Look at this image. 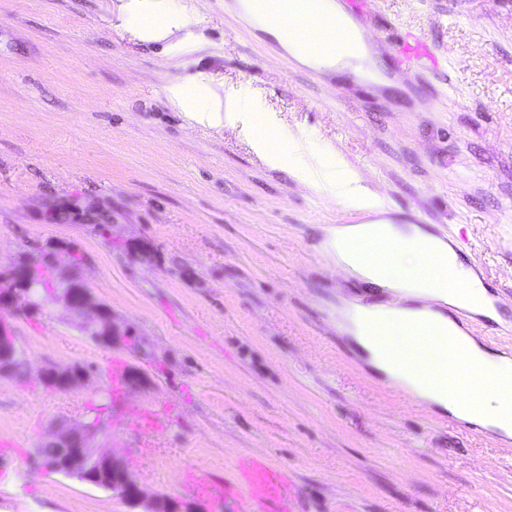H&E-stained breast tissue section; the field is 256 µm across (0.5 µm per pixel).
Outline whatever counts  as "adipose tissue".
<instances>
[{
	"label": "adipose tissue",
	"instance_id": "adipose-tissue-1",
	"mask_svg": "<svg viewBox=\"0 0 512 512\" xmlns=\"http://www.w3.org/2000/svg\"><path fill=\"white\" fill-rule=\"evenodd\" d=\"M120 19L124 22L136 23V36L150 42L165 41L174 26L165 19L162 0H122ZM260 27L275 40L281 41L284 49L294 60L317 72L324 74L342 72L350 66L349 60L343 55L314 56L302 51L295 43L284 40L280 27L275 23L264 21L261 22ZM254 144L257 151L274 165L285 163L287 152H308V164L295 169L294 176L311 190L316 192L322 190L325 179L321 158L317 153L312 152L311 145L302 131L276 129L272 134L255 136ZM338 198L344 209L363 214L364 220L358 224L325 226L323 240L320 244L322 252L347 277L383 292L400 291L404 286L401 279L380 276L371 266L360 261L353 248L354 243L361 240L402 237V229L388 216L389 205L384 196L363 185L362 179L357 173L350 172L346 175ZM413 299V304L394 309L391 312L400 318L431 316L439 322L448 323L451 333L464 343L472 359L498 365L506 364L505 356L491 352L475 337L462 330L459 325L449 323L445 313L436 310L435 305L439 302L457 305L458 300L455 296L446 293H417L414 294ZM414 398L428 408L450 413L457 418L466 421L476 419L474 412L463 410L457 402L449 399L446 395L420 389L415 391ZM480 401L482 407L490 412L489 417L476 419L479 420L481 426L503 436L511 437L512 426L503 424L494 416L495 410L499 408L496 397L485 393L481 395Z\"/></svg>",
	"mask_w": 512,
	"mask_h": 512
}]
</instances>
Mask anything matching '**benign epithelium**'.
<instances>
[{"label": "benign epithelium", "mask_w": 512, "mask_h": 512, "mask_svg": "<svg viewBox=\"0 0 512 512\" xmlns=\"http://www.w3.org/2000/svg\"><path fill=\"white\" fill-rule=\"evenodd\" d=\"M36 277L35 257H24L6 273L0 274V309L9 315L34 316L42 311L45 303L32 299L27 289L19 284ZM58 285L48 301H60L76 318L78 327L104 346H112L130 335L129 330L119 327L112 312L103 305L92 303L86 284L77 277L55 280ZM19 354L7 326L0 320V372L11 369L13 359ZM87 374L77 367L60 370L48 367L40 373V381L49 387L68 390L85 381ZM100 421L94 426L61 430L52 435L54 452L42 462L43 468L54 471L79 472L86 479L112 488V492L132 505L143 500V495L119 461L94 445L95 437L104 430Z\"/></svg>", "instance_id": "1"}]
</instances>
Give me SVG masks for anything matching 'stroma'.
<instances>
[{
	"mask_svg": "<svg viewBox=\"0 0 512 512\" xmlns=\"http://www.w3.org/2000/svg\"><path fill=\"white\" fill-rule=\"evenodd\" d=\"M236 2L167 0L171 19L196 12L197 38L146 43L120 27V0H0V269L74 247L77 267L60 274L81 277L141 342L103 347L60 304L8 317L26 365L0 374V512H133L37 460L109 388L114 357L135 379L96 444L179 512H237L180 479L233 478L252 453L287 469L297 512H512V439L448 426L337 332L344 302L383 298L320 249L322 226L359 215L251 148L260 117L306 130L393 219L466 234V258L512 304V0H368L384 33L435 45L439 69L417 81L384 46L321 80L239 21ZM196 75L258 111L190 122L167 87ZM102 212L105 228L87 224ZM45 365L91 380L50 389ZM163 405L173 419L144 455L134 413Z\"/></svg>",
	"mask_w": 512,
	"mask_h": 512,
	"instance_id": "35a3bbf8",
	"label": "stroma"
}]
</instances>
